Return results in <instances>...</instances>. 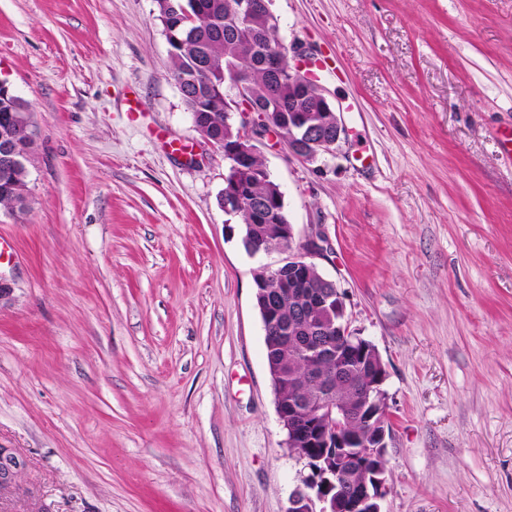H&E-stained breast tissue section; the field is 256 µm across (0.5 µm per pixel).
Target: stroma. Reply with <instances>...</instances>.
<instances>
[{"label":"stroma","mask_w":512,"mask_h":512,"mask_svg":"<svg viewBox=\"0 0 512 512\" xmlns=\"http://www.w3.org/2000/svg\"><path fill=\"white\" fill-rule=\"evenodd\" d=\"M346 133L258 146L295 243L387 366L383 512H512V0H272ZM33 109L30 208H0V512H287L255 275L228 163L170 75L156 0H0ZM139 100L140 111L128 109ZM24 467L22 458L9 448H0V489L15 484Z\"/></svg>","instance_id":"1"}]
</instances>
